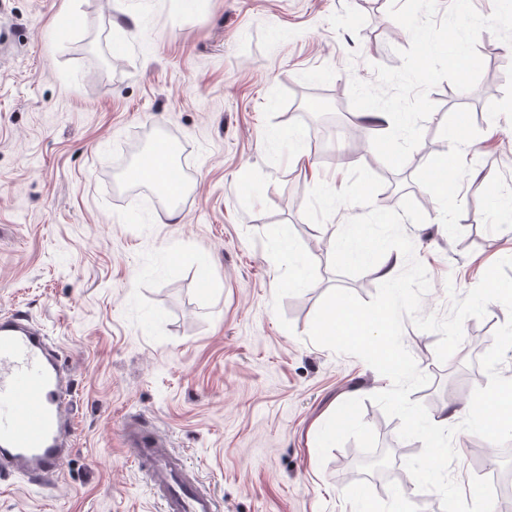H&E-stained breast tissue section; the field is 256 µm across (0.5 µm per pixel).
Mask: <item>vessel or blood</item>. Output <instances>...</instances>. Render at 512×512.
I'll return each mask as SVG.
<instances>
[{"mask_svg": "<svg viewBox=\"0 0 512 512\" xmlns=\"http://www.w3.org/2000/svg\"><path fill=\"white\" fill-rule=\"evenodd\" d=\"M74 383L57 347L32 320L0 314V477L57 479L77 429ZM124 444L162 512H220L159 432L127 425Z\"/></svg>", "mask_w": 512, "mask_h": 512, "instance_id": "b4317fda", "label": "vessel or blood"}]
</instances>
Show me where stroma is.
Segmentation results:
<instances>
[{
  "instance_id": "obj_1",
  "label": "stroma",
  "mask_w": 512,
  "mask_h": 512,
  "mask_svg": "<svg viewBox=\"0 0 512 512\" xmlns=\"http://www.w3.org/2000/svg\"><path fill=\"white\" fill-rule=\"evenodd\" d=\"M390 0H0V311L26 314L73 369L79 422L61 476L45 487L0 483V512H160L127 460V422L155 425L223 500L224 512H442L405 468L418 440L371 400L391 381L308 338L335 287L374 297L376 270L331 266L334 239L362 206L323 225L304 215L318 183L341 189L362 165L393 176L375 151L296 159L291 134L316 131L302 92L349 104L350 80L396 68L409 33ZM491 79L465 98L442 82L400 188L426 216L405 223L431 288L422 314H446L449 291L474 288L512 257V46L482 32ZM464 122L469 146L448 130ZM175 147L192 189L177 219L151 185L127 175L158 139ZM458 153L456 204L421 188ZM250 166L251 178L239 171ZM289 231L315 285L289 288L277 255ZM511 314L490 303L467 319L447 362L438 334L405 322L403 343L429 382L411 398L437 419L488 376L479 364ZM452 477L469 487L512 454L466 432Z\"/></svg>"
}]
</instances>
